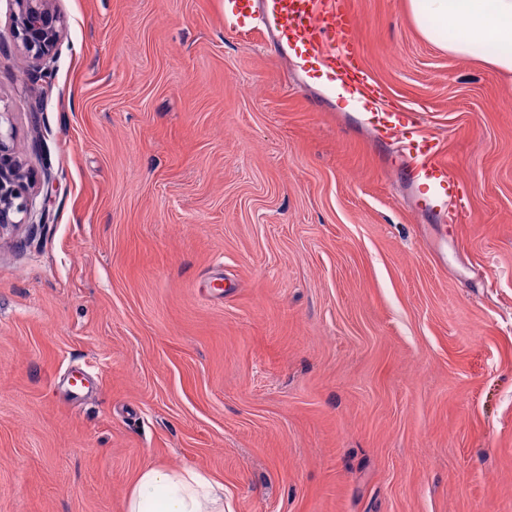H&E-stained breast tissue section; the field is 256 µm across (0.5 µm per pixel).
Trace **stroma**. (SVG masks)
<instances>
[{
	"mask_svg": "<svg viewBox=\"0 0 512 512\" xmlns=\"http://www.w3.org/2000/svg\"><path fill=\"white\" fill-rule=\"evenodd\" d=\"M52 6L35 80L0 0V110L50 211L0 234V512H126L186 464L224 512H512V77L407 0H346L465 187L446 226L221 0Z\"/></svg>",
	"mask_w": 512,
	"mask_h": 512,
	"instance_id": "35a3bbf8",
	"label": "stroma"
}]
</instances>
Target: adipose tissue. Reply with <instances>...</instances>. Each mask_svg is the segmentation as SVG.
<instances>
[{
	"mask_svg": "<svg viewBox=\"0 0 512 512\" xmlns=\"http://www.w3.org/2000/svg\"><path fill=\"white\" fill-rule=\"evenodd\" d=\"M421 35L457 58L512 74V0H407ZM126 512H224V485L192 466L142 469Z\"/></svg>",
	"mask_w": 512,
	"mask_h": 512,
	"instance_id": "1",
	"label": "adipose tissue"
}]
</instances>
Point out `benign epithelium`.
<instances>
[{
  "instance_id": "7a95c632",
  "label": "benign epithelium",
  "mask_w": 512,
  "mask_h": 512,
  "mask_svg": "<svg viewBox=\"0 0 512 512\" xmlns=\"http://www.w3.org/2000/svg\"><path fill=\"white\" fill-rule=\"evenodd\" d=\"M13 29L25 55L37 66L58 48L62 36L59 16L52 0H12ZM8 113L0 111V231L17 224L38 230L48 223V200L36 205L30 194L31 174L25 161L16 154L12 129H3Z\"/></svg>"
}]
</instances>
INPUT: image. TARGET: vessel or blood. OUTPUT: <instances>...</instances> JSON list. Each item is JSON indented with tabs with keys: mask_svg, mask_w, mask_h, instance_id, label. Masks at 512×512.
I'll return each instance as SVG.
<instances>
[{
	"mask_svg": "<svg viewBox=\"0 0 512 512\" xmlns=\"http://www.w3.org/2000/svg\"><path fill=\"white\" fill-rule=\"evenodd\" d=\"M224 17L244 32L273 28L289 50L315 61L319 79L349 93L379 135L400 145L427 206L445 211L458 202L459 184L416 113L390 111L379 85L356 63L352 17L342 0H224Z\"/></svg>",
	"mask_w": 512,
	"mask_h": 512,
	"instance_id": "1",
	"label": "vessel or blood"
}]
</instances>
